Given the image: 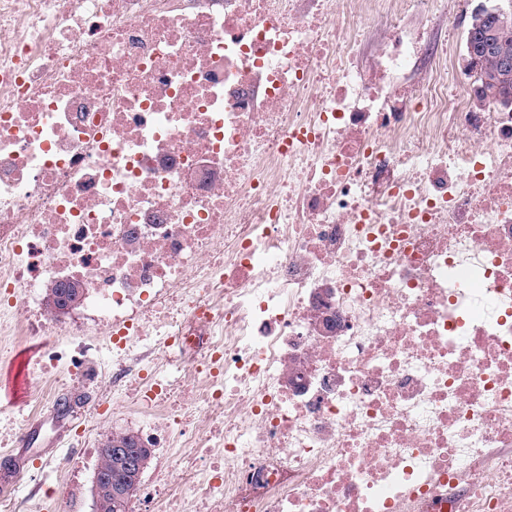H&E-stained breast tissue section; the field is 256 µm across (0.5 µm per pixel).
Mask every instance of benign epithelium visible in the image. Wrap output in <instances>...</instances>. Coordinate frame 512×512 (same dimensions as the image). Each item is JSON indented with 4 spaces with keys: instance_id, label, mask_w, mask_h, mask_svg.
<instances>
[{
    "instance_id": "1",
    "label": "benign epithelium",
    "mask_w": 512,
    "mask_h": 512,
    "mask_svg": "<svg viewBox=\"0 0 512 512\" xmlns=\"http://www.w3.org/2000/svg\"><path fill=\"white\" fill-rule=\"evenodd\" d=\"M470 27L486 35L487 45L498 51L499 65L493 77L486 76L483 62L471 49H466L464 66L474 78L472 97L476 107L481 108L491 96L490 85L498 86L512 79V54L504 45L508 33L512 32V11L492 8L480 2L471 14Z\"/></svg>"
}]
</instances>
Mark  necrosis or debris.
I'll return each instance as SVG.
<instances>
[{"instance_id":"4bbe7bcc","label":"necrosis or debris","mask_w":512,"mask_h":512,"mask_svg":"<svg viewBox=\"0 0 512 512\" xmlns=\"http://www.w3.org/2000/svg\"><path fill=\"white\" fill-rule=\"evenodd\" d=\"M423 3L0 0V344L147 415L140 512H512V112ZM52 289V293L48 297V303L46 302V307L53 312H59L65 309L66 307L77 304L79 302L81 303L85 298L84 292L80 294L76 292V290L80 292L81 290H83V288L77 286L75 290L74 288H71L70 283L63 284Z\"/></svg>"}]
</instances>
